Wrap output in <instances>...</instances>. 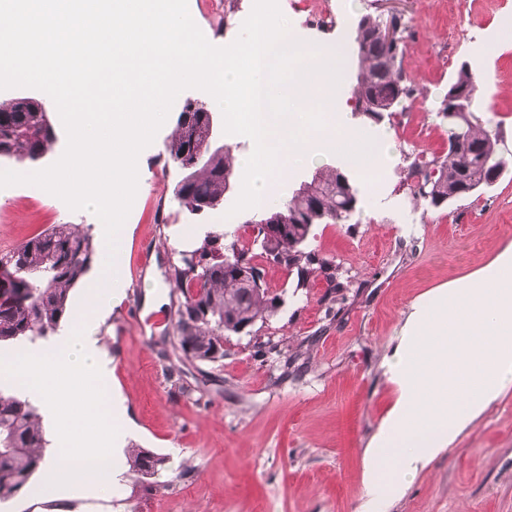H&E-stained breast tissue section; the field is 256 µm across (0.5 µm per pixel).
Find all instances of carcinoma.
Wrapping results in <instances>:
<instances>
[{"label":"carcinoma","mask_w":512,"mask_h":512,"mask_svg":"<svg viewBox=\"0 0 512 512\" xmlns=\"http://www.w3.org/2000/svg\"><path fill=\"white\" fill-rule=\"evenodd\" d=\"M393 26L404 31L402 20L384 21L366 14L358 22L347 46L356 57V83L351 90L354 114L374 123L404 111L403 102L417 89L406 78L402 66L405 40L382 41V29ZM478 81L468 66H462L440 101L439 116L448 121V152L425 161L414 157L408 166L413 197L437 207L461 199L487 186L489 175L509 165L500 149L499 132L469 111L465 116L463 142L457 138L455 121L448 118V94L459 91L472 105ZM38 102L13 98L0 102V157L36 161L56 140L45 126ZM209 133L206 112L191 113L187 124L176 122L166 148L171 160L192 151L203 153L192 170L189 195L199 203L224 201V174H236L231 150L205 147ZM303 194L294 190L281 200L276 212L285 221L263 233L256 224L255 239L260 256L288 273H296V287L308 277L322 275L329 282L331 301L343 296L346 285L338 280L332 261L308 248L315 224H345L356 210L357 192L346 164L318 171ZM218 237L206 236L202 245L183 265L174 268L179 295L175 304V341L172 354L178 358L216 363L224 359V338L244 324L251 326L275 312L278 297L262 284H251L242 276V266L253 265L248 251L234 240L227 247ZM95 245L89 229L80 224H53L44 232L0 255V343L31 344L55 332L70 314L73 288L90 269ZM46 439L41 417L28 401L0 393V502L20 495L33 474L46 463ZM129 471L155 475L165 458L145 448L126 450Z\"/></svg>","instance_id":"obj_1"}]
</instances>
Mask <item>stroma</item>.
I'll return each mask as SVG.
<instances>
[{
  "label": "stroma",
  "mask_w": 512,
  "mask_h": 512,
  "mask_svg": "<svg viewBox=\"0 0 512 512\" xmlns=\"http://www.w3.org/2000/svg\"><path fill=\"white\" fill-rule=\"evenodd\" d=\"M329 12L314 26L308 2ZM289 28L305 41L343 43L366 14L404 18L403 68L417 88L406 112L367 124L388 131L394 159L381 178H358L359 202L349 224H317L310 246L331 259L349 286L341 302L328 298L324 277L298 286L296 276L263 262L278 309L250 334L229 336L215 364L184 361L180 380L161 355L173 327L130 321L139 308L173 315L172 267L181 265L208 233L225 241H253L257 211L231 213L237 192L214 209L192 212L174 189L182 171L166 145L187 101L208 104V93L188 89L176 98L154 142L140 154L141 186L123 226V279L132 270L142 287H125L97 322L106 362L102 378L121 434L118 458L146 448L165 457L153 477L122 474L111 498L77 493L60 499L27 493L0 503V512H359L365 498V452L391 410L396 392L387 363L413 302L469 276L512 248V166L481 194L430 207L407 185L409 157L448 151L440 98L461 66L483 76L479 116L496 128L512 155V45L484 57L512 0H286ZM253 0H188L207 40L231 44ZM40 100L57 137L39 163L0 157V170L27 173L57 161L66 134L52 99L31 88L0 90V100ZM54 224L99 219L73 211L33 185L0 189V244L13 248ZM271 342L299 354L301 372L285 373L278 358L260 361L255 345ZM385 512H512V382L442 455L408 485Z\"/></svg>",
  "instance_id": "stroma-1"
}]
</instances>
